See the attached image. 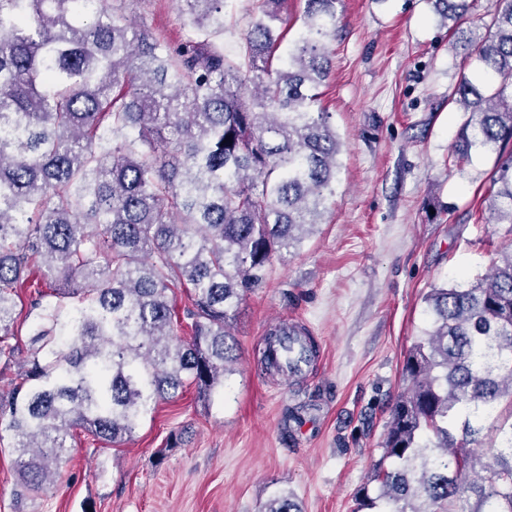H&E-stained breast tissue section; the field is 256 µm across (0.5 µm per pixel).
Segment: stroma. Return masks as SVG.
Segmentation results:
<instances>
[{
    "label": "stroma",
    "instance_id": "stroma-1",
    "mask_svg": "<svg viewBox=\"0 0 512 512\" xmlns=\"http://www.w3.org/2000/svg\"><path fill=\"white\" fill-rule=\"evenodd\" d=\"M114 7L168 41L188 32L175 0ZM336 15L319 88L341 143L336 191L323 224L245 296L223 394L185 388L118 444L76 431L39 496L23 492L1 438L0 512H262L276 491L301 512H354L408 386L404 356L428 326L425 294L483 275L512 226L475 219L495 154L453 161L467 115L448 97L477 69L436 0H338ZM285 323L316 341L304 375L261 364L267 332ZM180 431L183 446L167 447Z\"/></svg>",
    "mask_w": 512,
    "mask_h": 512
}]
</instances>
